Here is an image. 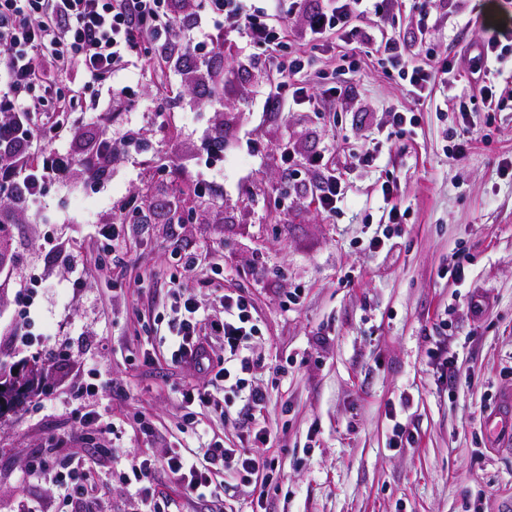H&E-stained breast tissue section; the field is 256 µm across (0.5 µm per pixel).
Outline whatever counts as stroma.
I'll return each instance as SVG.
<instances>
[{
	"mask_svg": "<svg viewBox=\"0 0 512 512\" xmlns=\"http://www.w3.org/2000/svg\"><path fill=\"white\" fill-rule=\"evenodd\" d=\"M486 1L465 0L445 15L439 0H405L386 22L352 18L369 32L411 38L421 9L438 15L427 40L454 66L455 85L420 97L360 42L348 48L358 62L353 98L334 111H263L277 66L257 62L235 32L206 71L177 66L161 77L130 60L125 84L148 92L160 82L190 84L194 101L73 124L66 143L78 154L109 130L117 148L111 179L90 184L73 171L43 197L40 216L8 225L0 244L14 279L33 282L24 295L0 288V359L46 369L42 392L0 414V512H59L54 473L23 477L53 439L108 483L103 512L138 506L136 485L116 479L128 459L192 440L182 430L180 392L204 384L205 374L144 359L159 342L146 324L163 311L148 289L180 274L166 251L174 240L206 256L192 279L203 305L216 311L222 294L250 296L260 328L250 341L258 360L250 380L269 400L254 416L240 400L222 414L205 411L206 436L248 447L261 423L272 438L257 451L284 478L261 491L226 473L213 502L189 499L162 474L155 489L173 501L172 512H512V436L488 422L500 394L512 391V172L503 167L512 160V110L471 113V148L452 150L460 102L484 91L468 57L489 22ZM394 110L416 115L396 136ZM219 132L223 173L213 179L216 193L203 196L196 182L209 172ZM285 142L300 158L326 154L346 185L341 212L319 211L293 182L280 158ZM362 151L375 153V164L352 165ZM133 199L143 208L137 223L112 260L96 265L99 225L125 217ZM392 203L406 212L395 244L369 252ZM56 243L82 266V288L72 289ZM454 254L463 257L460 281L448 273ZM293 290L300 297L291 304ZM447 361L456 382L445 376ZM90 382L100 387L91 400ZM86 402L122 431L111 457L75 431L72 411ZM398 422L410 439L394 437Z\"/></svg>",
	"mask_w": 512,
	"mask_h": 512,
	"instance_id": "1",
	"label": "stroma"
}]
</instances>
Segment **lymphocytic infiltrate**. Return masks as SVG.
Instances as JSON below:
<instances>
[{"instance_id": "f902f5d3", "label": "lymphocytic infiltrate", "mask_w": 512, "mask_h": 512, "mask_svg": "<svg viewBox=\"0 0 512 512\" xmlns=\"http://www.w3.org/2000/svg\"><path fill=\"white\" fill-rule=\"evenodd\" d=\"M304 2L291 0L287 15L278 16L255 0H0V223H11L29 212L49 183L69 177L78 159L58 143L74 114L93 122L99 119L101 89L111 90L113 104L129 108L146 101L155 111H164L157 96L120 82L129 58H140L159 69L173 62L190 65L198 51L221 49L224 32L230 29L243 33L256 48L288 57L279 69L275 98L265 102V111H279L284 104L319 107L328 101H347L351 96L347 85L326 87L302 80L308 57L293 51L288 19L301 15L310 48L316 51L324 47L328 34L348 30L351 14L383 19L395 0H321L313 9L305 8ZM377 51L419 92L439 75L453 73L447 63L432 64L430 47L423 64L412 63L406 45L396 39L378 42ZM473 52L477 74L512 60V26L491 30ZM74 69L83 75L78 91L62 83L63 75ZM280 156L288 167L300 164L310 171H323L311 194L322 212L336 213L345 201L344 187L335 174L326 173L324 154L299 160L285 143ZM169 252L184 276L173 279L165 306L161 348L166 360L212 373L214 380L244 393L248 408L264 407L267 392L248 380L256 364L248 340L259 330L250 300L230 293L224 295L220 313L209 312L184 281L195 272V262L183 257L177 244H170ZM216 336L224 346L219 364L213 360ZM50 466L56 469L70 512H95L82 468L65 463L54 466L38 456L28 471L35 475ZM276 469L272 459L213 440L199 459L178 450L161 458H132L120 478L149 486L155 474L162 472L187 497L204 499L218 497L220 473L231 471L266 485Z\"/></svg>"}]
</instances>
